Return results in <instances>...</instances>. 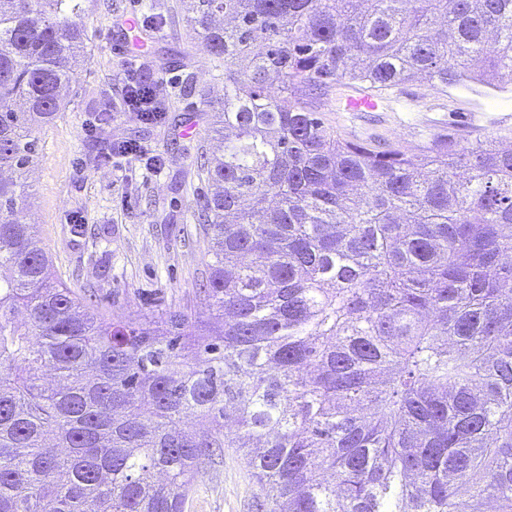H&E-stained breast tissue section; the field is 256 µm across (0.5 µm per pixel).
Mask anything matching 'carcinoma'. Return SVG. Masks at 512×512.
<instances>
[{"instance_id":"obj_1","label":"carcinoma","mask_w":512,"mask_h":512,"mask_svg":"<svg viewBox=\"0 0 512 512\" xmlns=\"http://www.w3.org/2000/svg\"><path fill=\"white\" fill-rule=\"evenodd\" d=\"M29 2L0 0V512H184L220 448L269 512H512V145L381 149L292 97L512 83V0H191L219 314L166 332L89 314L21 216L85 48L82 0Z\"/></svg>"}]
</instances>
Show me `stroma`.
<instances>
[{
  "label": "stroma",
  "instance_id": "35a3bbf8",
  "mask_svg": "<svg viewBox=\"0 0 512 512\" xmlns=\"http://www.w3.org/2000/svg\"><path fill=\"white\" fill-rule=\"evenodd\" d=\"M85 57L63 91L66 107L39 130L41 151L26 180L25 216L37 227L59 280L93 290L95 309L130 321L160 320L168 310L209 319L196 296L210 240L193 214L209 187L196 158L221 154L213 110L224 102V62L205 49L188 21V0H84ZM153 24L130 33L133 14ZM137 64L163 92L165 112L146 123L126 111L125 76ZM391 112H344L335 92L318 101L342 133L383 146L416 148L433 134L512 138V84L498 89L430 86L415 80L391 91ZM96 126L88 136L87 126ZM128 141L164 159L155 174L111 155ZM83 223H73L74 215ZM262 491L234 449L201 460L184 512H258Z\"/></svg>",
  "mask_w": 512,
  "mask_h": 512
}]
</instances>
